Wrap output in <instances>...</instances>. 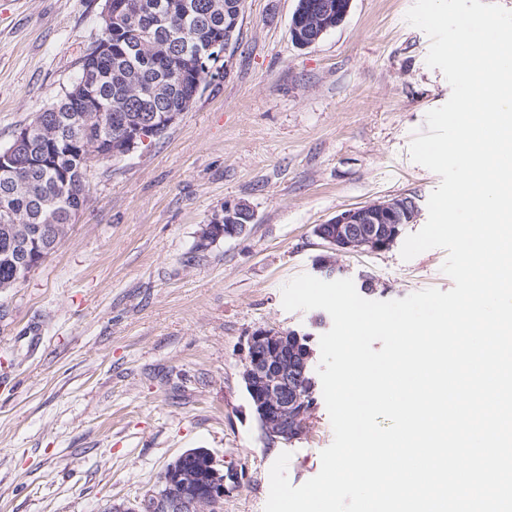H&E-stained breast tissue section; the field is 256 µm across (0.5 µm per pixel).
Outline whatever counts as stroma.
<instances>
[{"label": "stroma", "instance_id": "1", "mask_svg": "<svg viewBox=\"0 0 512 512\" xmlns=\"http://www.w3.org/2000/svg\"><path fill=\"white\" fill-rule=\"evenodd\" d=\"M414 0H351L315 45L293 43L296 0H246L227 72L165 133L94 160L90 201L38 268L0 294V512H105L204 448L239 476L224 512H264L270 468L316 476L333 440L323 396L297 438L267 447L242 378L257 328L307 335L332 320L286 311L283 286L316 275V225L398 195L427 221L437 174L409 145L451 88L429 67ZM104 0H0V148L76 78ZM243 201L252 224L201 250L204 224ZM338 258L376 301L453 286L446 250Z\"/></svg>", "mask_w": 512, "mask_h": 512}]
</instances>
